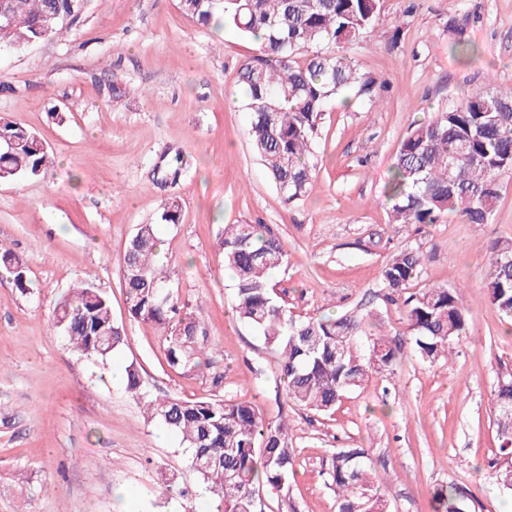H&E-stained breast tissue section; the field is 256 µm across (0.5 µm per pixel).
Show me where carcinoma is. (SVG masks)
Masks as SVG:
<instances>
[{
  "label": "carcinoma",
  "instance_id": "cac0c4a2",
  "mask_svg": "<svg viewBox=\"0 0 512 512\" xmlns=\"http://www.w3.org/2000/svg\"><path fill=\"white\" fill-rule=\"evenodd\" d=\"M383 0H179L191 19L236 29L260 41L258 53L238 71L250 113L248 137L286 203L315 187L312 146L328 101L346 90L371 92L345 52L373 28ZM15 22L0 16V50L19 49L57 34L48 16L78 10L77 0H0ZM52 163L45 141L34 131L0 123V181L32 178ZM512 172V87L488 86L457 106L410 129L401 141L388 185L391 222L435 224L455 215L467 224H487L499 199V179ZM182 205L171 198L158 222L174 226ZM162 241L156 225L141 224L122 260L126 308L135 320L163 329L164 356L171 368L196 372L206 366L201 314L169 287L170 272L160 263ZM224 262L236 278L235 312L259 332L269 348L285 398L322 415L360 389L369 378L391 373L404 356L402 346L383 336H367L353 314L301 318L275 292L272 273L288 267L281 238L267 224H226L218 238ZM423 253L395 252L381 271V286L398 295L421 278ZM0 267L15 287L29 293L27 268L0 246ZM490 302L512 319V241L490 247L487 273ZM411 355L433 364L454 353L466 335L465 302L445 285H427L405 301ZM52 327L75 351L106 362L125 345L124 324L114 320L108 295L77 284L57 302ZM125 390L159 422L180 437L192 469L209 485L222 512H264L262 490L289 489L297 449L288 426L266 422L246 400L215 395L205 399L151 397L139 368H125ZM493 405L502 436L494 463L503 489L512 491V376L494 390ZM329 486L338 512H386L364 448H340L329 458ZM472 494L456 484L432 495L433 512H470Z\"/></svg>",
  "mask_w": 512,
  "mask_h": 512
}]
</instances>
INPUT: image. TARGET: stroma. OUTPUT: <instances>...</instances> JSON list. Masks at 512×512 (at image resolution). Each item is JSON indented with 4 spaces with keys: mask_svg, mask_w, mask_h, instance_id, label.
<instances>
[{
    "mask_svg": "<svg viewBox=\"0 0 512 512\" xmlns=\"http://www.w3.org/2000/svg\"><path fill=\"white\" fill-rule=\"evenodd\" d=\"M477 46L460 59L457 43ZM253 40L184 15L178 0H89L69 29L22 52H0V120L37 132L55 162L39 177L0 182V244L24 260L33 291L0 271V512H213L180 439L148 421L113 369L138 363L156 396L248 400L287 418L299 453L287 495L265 512H337L327 457L367 449L387 512H432L455 483L471 512H512L490 463L501 443L492 393L512 374V320L486 296L489 248L512 240V174L489 223L454 215L417 227L389 221L386 186L402 139L489 82L512 85V0H384L348 54L371 94L329 102L314 146L317 185L284 203L253 152L237 82ZM68 112L55 123L51 110ZM182 221L158 225L161 204ZM273 227L289 254L274 282L304 317L357 313L369 334L409 347L403 302L381 270L405 247L425 255L416 288L459 290L467 334L452 357L410 356L350 393L333 416L276 398L263 339L234 310L224 225ZM157 224L171 286L204 306L208 368L168 367L162 332L130 319L121 261L138 225ZM82 281L106 292L127 342L107 363L73 352L48 323ZM223 375L214 386V375Z\"/></svg>",
    "mask_w": 512,
    "mask_h": 512,
    "instance_id": "1",
    "label": "stroma"
}]
</instances>
